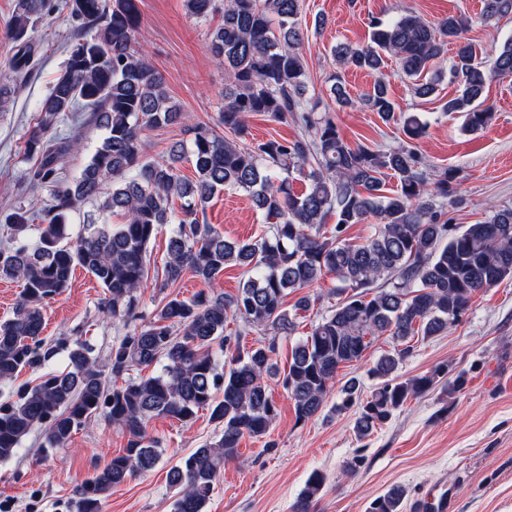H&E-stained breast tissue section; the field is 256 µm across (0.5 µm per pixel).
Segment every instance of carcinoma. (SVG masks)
I'll return each instance as SVG.
<instances>
[{
    "instance_id": "1",
    "label": "carcinoma",
    "mask_w": 512,
    "mask_h": 512,
    "mask_svg": "<svg viewBox=\"0 0 512 512\" xmlns=\"http://www.w3.org/2000/svg\"><path fill=\"white\" fill-rule=\"evenodd\" d=\"M43 7L44 0H19L12 19L16 72L31 64L33 16ZM67 7L76 40L64 73L25 136V152L35 159L29 182L47 190L48 199L7 219L9 246L0 248V279L23 287L12 317L0 321V385L13 387V399L0 404L1 463L16 457L38 428L49 447L64 448L76 431L102 415L129 435L127 448L95 470L72 502L74 512H100L110 491L158 464L159 444L146 432L150 419L188 424L206 410L220 429L218 440L168 472L177 489L173 512H206L224 466L239 459L240 441L267 436L278 414L276 386L293 402L296 423H306L326 407L341 365L361 360L387 335L396 347L367 370L375 384L354 422L358 436L369 435L409 400L439 385L450 394L462 389L465 379H448L446 365L404 380L399 365L411 354L414 337L448 331L476 294L512 280V208L495 209L488 220L454 230L446 207L458 204L457 170L426 164L411 144L387 150L347 144L332 116L317 113L303 97L302 0H185L196 19L221 15L211 33V52L231 73L233 86L224 89L218 125L235 139L192 124L188 142L175 143L166 158L153 161L145 159L144 132L190 117L170 102L165 78L140 44L138 0H68ZM511 14L512 0H482L484 21ZM472 23L453 14L434 22L414 12L376 16L369 21L370 42L339 44L334 56L345 67L372 72L391 58L401 74L418 79L447 59L448 45H455L450 75L460 94L448 99L443 111L463 113L464 131L476 133L492 120L480 103L487 83L512 77V39L488 69L466 41ZM362 103L399 124L412 142L427 133V119L396 113L382 80ZM69 112L76 113L73 121L80 127L105 129L73 179L65 174L66 163L81 153L83 138L49 135ZM253 114L291 121L301 133L248 144L243 138ZM184 161L192 163L195 180L180 174ZM299 177L307 185L298 192L293 182ZM388 178L396 187H386ZM226 187L247 193L269 234L232 242L201 218L213 195ZM175 198L181 201L178 211ZM96 201L97 217L72 231L70 214ZM115 214L124 222L111 223ZM332 216L336 223L329 228ZM35 220L39 235L32 240L28 231ZM369 220L376 229L368 240L344 238L350 225ZM167 226L161 287L176 284L187 271L211 285L228 267L242 269L243 280L234 294L202 290L171 298L139 325L147 248ZM79 267L104 288L103 317L129 326L104 365L79 336L53 343L43 338L45 306L68 288ZM329 275L343 284L336 291L340 300L295 341L287 371L274 363L275 341L242 346L248 329L295 333L296 315L290 311L308 310L310 298L299 297L289 309L288 296ZM380 280L388 287H378ZM231 316L241 319L244 329L226 332ZM61 354L66 366L55 371L51 365ZM152 365L156 370L149 375H131ZM26 369L41 372L38 382L15 384ZM359 387V379L348 380L334 410L350 408ZM325 484V475L312 471L292 512H316ZM405 496V488L394 486L374 498L367 512H403Z\"/></svg>"
}]
</instances>
